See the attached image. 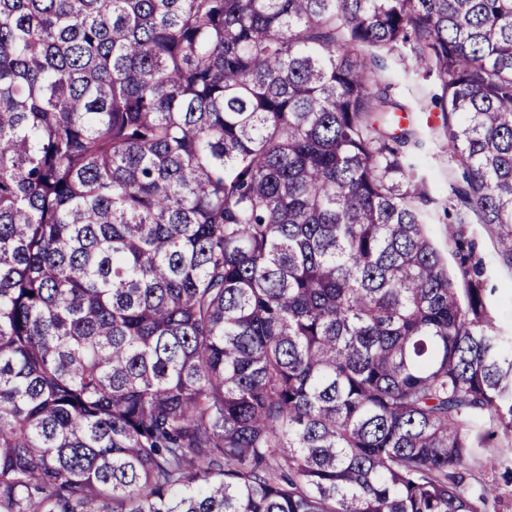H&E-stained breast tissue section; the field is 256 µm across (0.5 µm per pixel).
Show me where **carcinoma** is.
<instances>
[{
	"label": "carcinoma",
	"mask_w": 512,
	"mask_h": 512,
	"mask_svg": "<svg viewBox=\"0 0 512 512\" xmlns=\"http://www.w3.org/2000/svg\"><path fill=\"white\" fill-rule=\"evenodd\" d=\"M512 262V0H0V512H485L512 337L377 53ZM379 84L386 88L390 98L402 105L409 113L405 128L415 133L413 142L405 149L416 161L414 173L427 189L430 201L423 208L424 221L429 236L448 262V268L456 271L455 241L463 237L471 241L475 255L484 267L487 288L486 303L494 312L501 336H512V264L504 259L497 245L494 226L486 224H450L454 220L450 209L452 187L460 179L461 170L450 162L448 148L441 127L448 112H442V90L432 77L426 78L419 69L409 49L402 51L403 61L381 55ZM410 123V125H409ZM448 209L450 217H448Z\"/></svg>",
	"instance_id": "1"
}]
</instances>
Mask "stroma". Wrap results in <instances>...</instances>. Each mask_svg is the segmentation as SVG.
I'll return each mask as SVG.
<instances>
[{
  "instance_id": "obj_1",
  "label": "stroma",
  "mask_w": 512,
  "mask_h": 512,
  "mask_svg": "<svg viewBox=\"0 0 512 512\" xmlns=\"http://www.w3.org/2000/svg\"><path fill=\"white\" fill-rule=\"evenodd\" d=\"M379 84L390 98L402 105L409 115L416 146L409 154L416 161L414 173L427 189L430 201L424 208V221L429 236L448 264H455V241H471L475 255L484 267L487 288L486 303L494 312L500 335L512 336V263L499 251L495 227L486 224L452 223L448 209L452 188L461 170L450 162L441 127L445 114L439 97L442 90L435 79L425 77L410 50L401 58L382 56L378 69ZM490 432L483 448L477 449L470 474L494 487L491 512H512V473L504 468L486 467L488 455L498 454L512 460V435L498 431L495 423L485 422Z\"/></svg>"
}]
</instances>
